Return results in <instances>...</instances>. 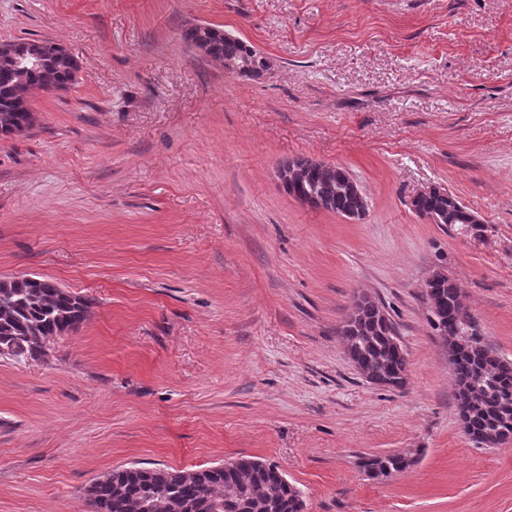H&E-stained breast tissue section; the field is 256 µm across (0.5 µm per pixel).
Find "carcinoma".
<instances>
[{"label": "carcinoma", "instance_id": "cac0c4a2", "mask_svg": "<svg viewBox=\"0 0 512 512\" xmlns=\"http://www.w3.org/2000/svg\"><path fill=\"white\" fill-rule=\"evenodd\" d=\"M185 42L200 41L209 58L222 62L247 60L239 76L256 79L266 73L264 56L239 37L215 27L182 31ZM11 54H0V136L23 133L35 124L28 90L73 85L69 60L47 56L41 69L23 75L15 55L27 50L17 41ZM286 191L315 197L337 214H364L366 196L347 188L351 175L344 169L308 158L282 168ZM414 210L438 218V223H467L468 211L456 207L453 195L414 199ZM429 321L448 341L454 375L456 410L471 439L490 448L512 438V364L501 359L469 333L472 318L463 303L459 283L442 273L426 283ZM89 301L60 288L54 281L21 274L0 280V358L37 360L51 339L79 330ZM395 326L382 306L363 294L353 301L340 328L346 355L357 362L369 382L389 388L406 385L408 358L391 336ZM373 476L400 473L411 462L396 453L363 458ZM92 512H302L301 491L285 481L276 465L241 457L230 469L224 465L175 471L137 463L95 478L85 489Z\"/></svg>", "mask_w": 512, "mask_h": 512}]
</instances>
